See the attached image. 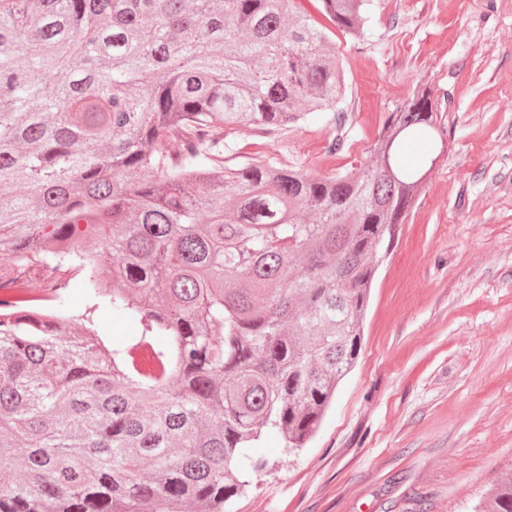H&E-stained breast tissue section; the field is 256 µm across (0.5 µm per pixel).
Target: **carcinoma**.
I'll list each match as a JSON object with an SVG mask.
<instances>
[{"mask_svg": "<svg viewBox=\"0 0 512 512\" xmlns=\"http://www.w3.org/2000/svg\"><path fill=\"white\" fill-rule=\"evenodd\" d=\"M316 2L364 38L368 0ZM343 88L302 0H0V466L24 460L0 512H230L264 437H314L426 176L400 154L441 141L434 92L390 113L357 176L224 155ZM100 309L140 336L59 344ZM479 508L512 512V471Z\"/></svg>", "mask_w": 512, "mask_h": 512, "instance_id": "carcinoma-1", "label": "carcinoma"}]
</instances>
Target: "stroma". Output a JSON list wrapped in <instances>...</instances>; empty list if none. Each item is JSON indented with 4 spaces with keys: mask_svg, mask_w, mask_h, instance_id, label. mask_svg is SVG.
Listing matches in <instances>:
<instances>
[{
    "mask_svg": "<svg viewBox=\"0 0 512 512\" xmlns=\"http://www.w3.org/2000/svg\"><path fill=\"white\" fill-rule=\"evenodd\" d=\"M364 45L335 35L340 121L237 131L227 166L260 154L359 173L390 112L422 84L446 149L370 291L353 369L322 424L233 512H475L512 468V0H371ZM340 139L329 152L331 139Z\"/></svg>",
    "mask_w": 512,
    "mask_h": 512,
    "instance_id": "1",
    "label": "stroma"
}]
</instances>
